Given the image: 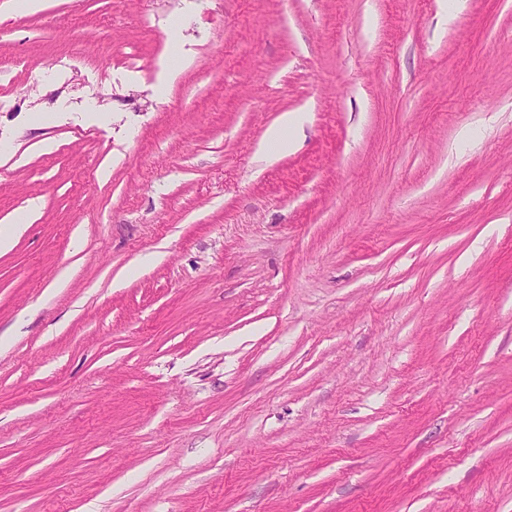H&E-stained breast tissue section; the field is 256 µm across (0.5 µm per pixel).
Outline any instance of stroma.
Listing matches in <instances>:
<instances>
[{"label":"stroma","mask_w":512,"mask_h":512,"mask_svg":"<svg viewBox=\"0 0 512 512\" xmlns=\"http://www.w3.org/2000/svg\"><path fill=\"white\" fill-rule=\"evenodd\" d=\"M446 2L0 0V512H512V0ZM306 120L305 113H285L266 132L265 146H262L263 159L271 161L280 150H287L297 143V133ZM289 133V136H288Z\"/></svg>","instance_id":"obj_1"}]
</instances>
